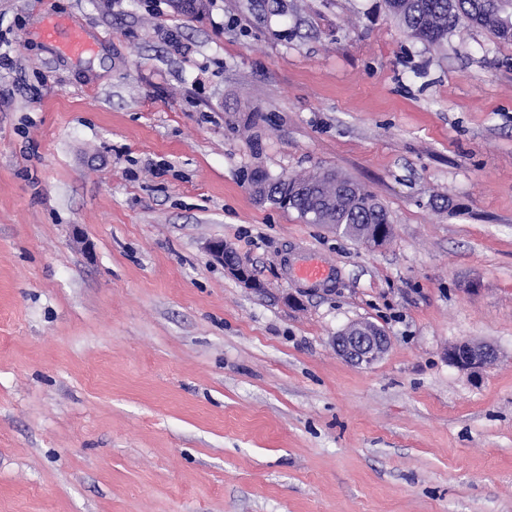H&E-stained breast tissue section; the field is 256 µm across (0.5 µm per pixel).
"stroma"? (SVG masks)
<instances>
[{
    "label": "stroma",
    "instance_id": "35a3bbf8",
    "mask_svg": "<svg viewBox=\"0 0 512 512\" xmlns=\"http://www.w3.org/2000/svg\"><path fill=\"white\" fill-rule=\"evenodd\" d=\"M258 166L352 178L391 238L258 203ZM0 512H512V43L382 0H0ZM207 251L214 261L223 264L224 268L246 288L253 290L265 288L263 283L255 279L248 267L230 252L223 240L210 241ZM331 271V267L316 261L297 267L293 270V274L298 281L316 285L329 281L332 276ZM389 342L387 334L369 321L353 322L334 338L336 352L360 367L376 363L387 351ZM497 355V349L494 346L469 341H462L448 348V361L472 376L478 375L494 362Z\"/></svg>",
    "mask_w": 512,
    "mask_h": 512
}]
</instances>
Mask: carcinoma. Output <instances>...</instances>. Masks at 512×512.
Segmentation results:
<instances>
[{
  "mask_svg": "<svg viewBox=\"0 0 512 512\" xmlns=\"http://www.w3.org/2000/svg\"><path fill=\"white\" fill-rule=\"evenodd\" d=\"M385 5L409 37L429 46H442L462 19L512 42V24L502 15L501 0H385ZM263 180L269 182L268 203L296 211L309 224H343L354 240L372 241L378 226L390 224L372 192L334 170L273 177L258 168L248 176L253 184Z\"/></svg>",
  "mask_w": 512,
  "mask_h": 512,
  "instance_id": "1",
  "label": "carcinoma"
}]
</instances>
